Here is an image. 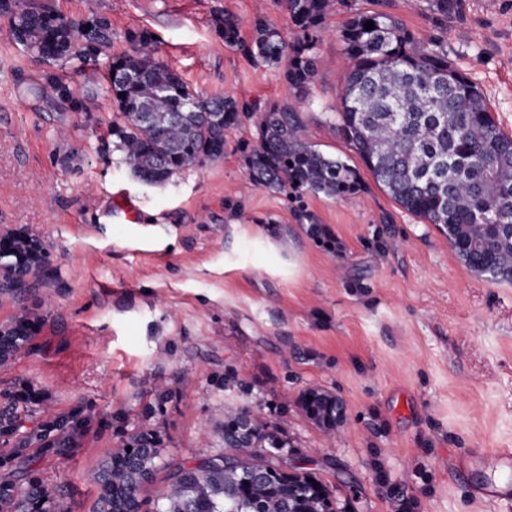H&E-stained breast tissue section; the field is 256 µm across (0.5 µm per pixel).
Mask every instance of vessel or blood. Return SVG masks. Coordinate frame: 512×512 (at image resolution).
<instances>
[{"mask_svg": "<svg viewBox=\"0 0 512 512\" xmlns=\"http://www.w3.org/2000/svg\"><path fill=\"white\" fill-rule=\"evenodd\" d=\"M465 471H482L486 477L470 481V499L482 504L512 503V448H471L461 457Z\"/></svg>", "mask_w": 512, "mask_h": 512, "instance_id": "1", "label": "vessel or blood"}]
</instances>
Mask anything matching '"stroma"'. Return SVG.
<instances>
[{
	"label": "stroma",
	"instance_id": "obj_1",
	"mask_svg": "<svg viewBox=\"0 0 512 512\" xmlns=\"http://www.w3.org/2000/svg\"><path fill=\"white\" fill-rule=\"evenodd\" d=\"M447 33L427 0H342L317 34V68L296 98L281 67L248 60L212 23L224 11L250 39L257 9L284 38L283 0H48L66 20L157 36L159 58L202 96L251 108H294L324 154L359 164L334 126L347 65L340 30L354 12L398 16L419 38L441 34L450 64L483 92L512 135V0H463ZM104 60L46 63L27 54L0 13V225L27 229L49 249L61 285L31 348L0 372V388L29 378L62 413L91 417L82 443L36 462L66 512H93L95 472L130 425L155 415L166 467L210 454L229 407H261L332 490L334 512H401L374 480L381 464L412 512H512L468 497L456 457L512 448V285L475 277L434 225L403 210L362 171L364 189L302 202L254 187L242 131L224 156L162 186L142 183L112 142L117 111ZM135 204L127 223L115 203ZM323 225L327 249L307 233ZM341 398L345 420L328 440L296 404L305 386ZM359 496H352L351 486Z\"/></svg>",
	"mask_w": 512,
	"mask_h": 512
}]
</instances>
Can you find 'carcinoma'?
<instances>
[{
	"label": "carcinoma",
	"mask_w": 512,
	"mask_h": 512,
	"mask_svg": "<svg viewBox=\"0 0 512 512\" xmlns=\"http://www.w3.org/2000/svg\"><path fill=\"white\" fill-rule=\"evenodd\" d=\"M443 21L461 0H428ZM336 0H284L295 37L286 41L263 12L254 36L240 38L239 20L213 17L224 43L254 62L287 59L284 80L305 97L315 74V33ZM11 15V35L43 61L107 60L118 112L112 136L122 162L140 180L162 184L206 160L224 157V136L251 123L254 142H243V166L257 186L302 201L307 194L348 198L362 187L359 170L328 156L307 139L299 116L286 105L252 112L233 97L203 99L157 57L148 32H131L130 50L110 52L104 17L78 30L37 0H0ZM374 28L365 30L364 23ZM80 37H75V31ZM350 64L338 93L336 132L360 157L377 185L402 209L434 225L475 276L512 284V136L500 128L478 87L448 63L438 38L419 40L397 16L356 12L340 31ZM59 268L40 239L0 225V298L18 305L0 324V371L13 367L39 334L41 309ZM49 394L17 378L0 389V512H66L32 466L28 450L61 456L89 430L84 408L50 413ZM297 404L326 435L341 427L345 410L336 394L310 385ZM120 443L95 473L94 512H333L329 487L308 469L283 463L300 453L251 406L224 410L215 427L219 448L168 475L165 491L149 507L143 496L158 468L163 439L150 424L126 429L112 415Z\"/></svg>",
	"instance_id": "obj_1"
}]
</instances>
